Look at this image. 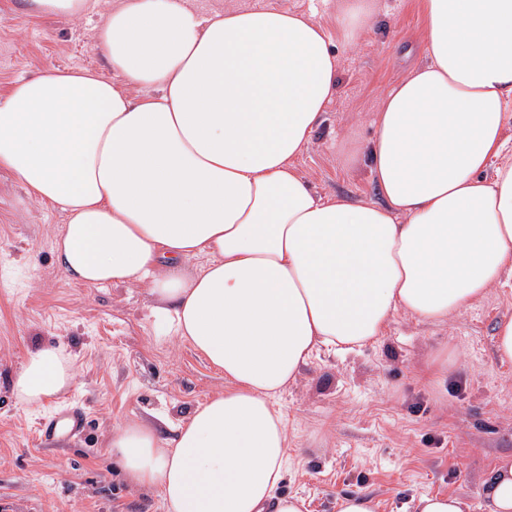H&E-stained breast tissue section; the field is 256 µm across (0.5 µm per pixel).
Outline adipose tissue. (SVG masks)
<instances>
[{"mask_svg":"<svg viewBox=\"0 0 512 512\" xmlns=\"http://www.w3.org/2000/svg\"><path fill=\"white\" fill-rule=\"evenodd\" d=\"M82 19L90 0H20ZM423 65L381 100L376 202L316 193L295 160L335 90L324 26L286 10L122 0L97 49L107 74L51 70L0 96V170L68 215L56 263L92 286L143 283L152 316L226 387L161 439L124 424L109 446L166 512H303L276 490L288 429L276 400L321 348L378 340L398 313L442 323L512 272V0H420ZM143 89L134 98L116 88ZM63 348L29 351L33 406L73 388ZM512 512V457L484 490Z\"/></svg>","mask_w":512,"mask_h":512,"instance_id":"ef3b65f1","label":"adipose tissue"}]
</instances>
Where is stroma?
Wrapping results in <instances>:
<instances>
[{
  "label": "stroma",
  "instance_id": "1",
  "mask_svg": "<svg viewBox=\"0 0 512 512\" xmlns=\"http://www.w3.org/2000/svg\"><path fill=\"white\" fill-rule=\"evenodd\" d=\"M204 14L230 6L290 10L322 22L340 58L337 91L299 171L324 197L379 199L366 150L382 97L424 62L419 0H376L370 30L346 40L340 0H185ZM102 8L82 20L33 19L0 0V95L19 80L57 69L102 70L95 48ZM65 214L30 198L0 173V512H165L158 490L134 486L107 442L144 422L162 439L224 375L187 342L160 334L143 285L74 283L55 261ZM512 316V273L480 304L435 325L396 315L375 343L323 351L304 366L278 406L288 427L280 493L306 512H336L361 493L375 512H411L426 493L465 497L483 512L485 479L512 456V362L497 361V324ZM63 347L77 382L61 397L21 406L12 385L28 352ZM439 357L448 370L430 371ZM81 408V436L41 442L55 410Z\"/></svg>",
  "mask_w": 512,
  "mask_h": 512
}]
</instances>
